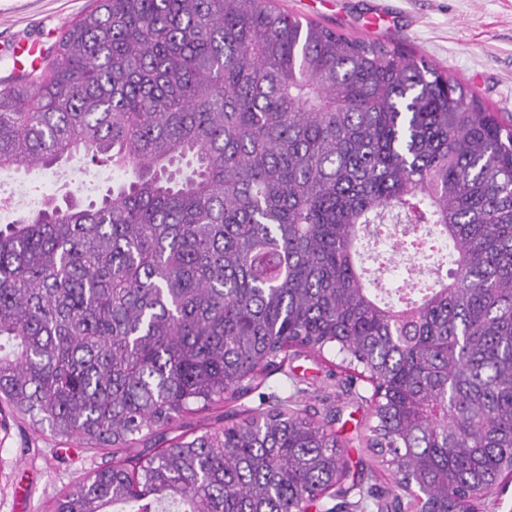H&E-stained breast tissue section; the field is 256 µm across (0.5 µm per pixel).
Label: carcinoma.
Masks as SVG:
<instances>
[{"label": "carcinoma", "mask_w": 512, "mask_h": 512, "mask_svg": "<svg viewBox=\"0 0 512 512\" xmlns=\"http://www.w3.org/2000/svg\"><path fill=\"white\" fill-rule=\"evenodd\" d=\"M122 176L0 225V402L122 457L53 512H477L512 478V122L404 48L273 0H95L0 86V170L76 152ZM388 237L434 257L382 287ZM342 355L393 475L346 478L291 398L151 456L174 420Z\"/></svg>", "instance_id": "obj_1"}]
</instances>
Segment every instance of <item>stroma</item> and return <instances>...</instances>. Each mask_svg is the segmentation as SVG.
Returning a JSON list of instances; mask_svg holds the SVG:
<instances>
[{"label":"stroma","instance_id":"obj_1","mask_svg":"<svg viewBox=\"0 0 512 512\" xmlns=\"http://www.w3.org/2000/svg\"><path fill=\"white\" fill-rule=\"evenodd\" d=\"M90 0H0V80L9 77L14 61L4 49L18 39L52 46L57 34L88 9ZM290 15L308 18L355 39L378 40L415 52L476 91L491 110L512 114V0H275ZM96 169L75 157L51 181L41 171L0 172V196L12 198L24 187L33 199L71 195L85 198L82 184ZM368 384L350 394L325 376L320 358L289 361L274 372L262 394H250L174 422L168 437L199 435L227 415L244 417L256 409L260 395L291 397L318 418H331L343 440L344 458L365 483L389 487L366 435L371 423L361 396ZM112 461V451L80 438H61L34 430L29 421L0 413V512H52L55 500L89 473Z\"/></svg>","mask_w":512,"mask_h":512}]
</instances>
